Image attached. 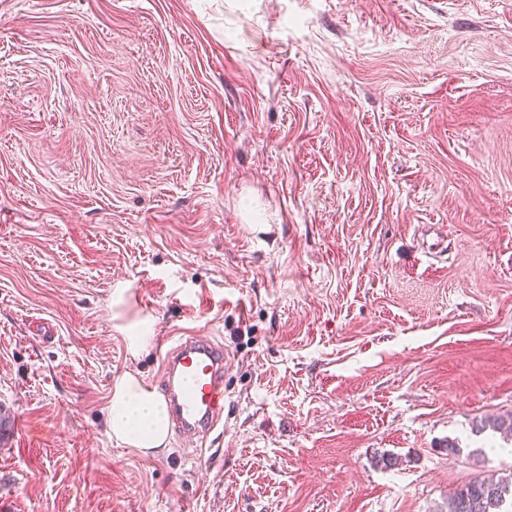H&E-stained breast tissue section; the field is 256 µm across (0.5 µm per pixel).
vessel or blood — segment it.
Listing matches in <instances>:
<instances>
[{
    "instance_id": "1",
    "label": "vessel or blood",
    "mask_w": 512,
    "mask_h": 512,
    "mask_svg": "<svg viewBox=\"0 0 512 512\" xmlns=\"http://www.w3.org/2000/svg\"><path fill=\"white\" fill-rule=\"evenodd\" d=\"M229 356L215 341L180 336L162 358L163 392L174 429L206 441L224 414V369Z\"/></svg>"
}]
</instances>
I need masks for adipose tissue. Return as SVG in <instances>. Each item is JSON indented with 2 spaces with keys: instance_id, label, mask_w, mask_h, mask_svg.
Returning a JSON list of instances; mask_svg holds the SVG:
<instances>
[{
  "instance_id": "ef3b65f1",
  "label": "adipose tissue",
  "mask_w": 512,
  "mask_h": 512,
  "mask_svg": "<svg viewBox=\"0 0 512 512\" xmlns=\"http://www.w3.org/2000/svg\"><path fill=\"white\" fill-rule=\"evenodd\" d=\"M108 423L117 440L139 450L160 448L168 436L163 397L129 372L114 382Z\"/></svg>"
}]
</instances>
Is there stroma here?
I'll list each match as a JSON object with an SVG mask.
<instances>
[{
	"label": "stroma",
	"instance_id": "35a3bbf8",
	"mask_svg": "<svg viewBox=\"0 0 512 512\" xmlns=\"http://www.w3.org/2000/svg\"><path fill=\"white\" fill-rule=\"evenodd\" d=\"M192 334L204 450L118 443ZM511 412L512 0H0V512H443ZM170 336L162 358L163 392L174 429L201 444L224 414V348L201 336ZM107 410L113 436L125 445L144 451L165 445L168 417L164 399L133 373L115 379Z\"/></svg>",
	"mask_w": 512,
	"mask_h": 512
}]
</instances>
